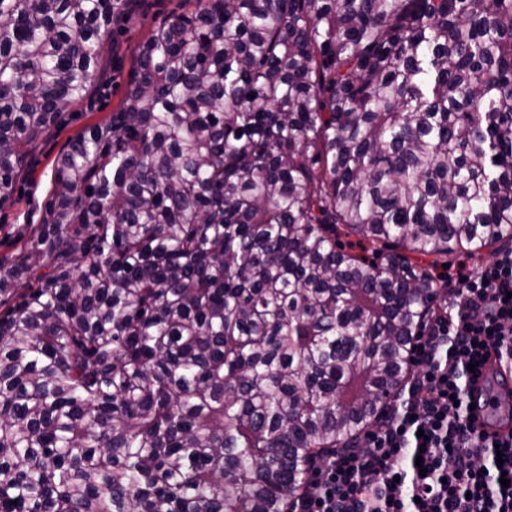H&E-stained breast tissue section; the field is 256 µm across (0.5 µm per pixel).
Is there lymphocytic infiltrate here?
Listing matches in <instances>:
<instances>
[{
	"label": "lymphocytic infiltrate",
	"mask_w": 512,
	"mask_h": 512,
	"mask_svg": "<svg viewBox=\"0 0 512 512\" xmlns=\"http://www.w3.org/2000/svg\"><path fill=\"white\" fill-rule=\"evenodd\" d=\"M411 345L405 396L355 447L315 459L290 512H512V437L474 424L473 370L512 363V249L459 263Z\"/></svg>",
	"instance_id": "obj_1"
}]
</instances>
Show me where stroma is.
Returning <instances> with one entry per match:
<instances>
[{"label": "stroma", "mask_w": 512, "mask_h": 512, "mask_svg": "<svg viewBox=\"0 0 512 512\" xmlns=\"http://www.w3.org/2000/svg\"><path fill=\"white\" fill-rule=\"evenodd\" d=\"M184 9V0H138L131 14L113 22L87 98L63 109L58 127L31 147L12 200L0 206V256L20 252L36 236L53 190L56 157L82 129L109 120L117 111L139 45L166 19Z\"/></svg>", "instance_id": "stroma-1"}]
</instances>
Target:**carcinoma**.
<instances>
[{"mask_svg":"<svg viewBox=\"0 0 512 512\" xmlns=\"http://www.w3.org/2000/svg\"><path fill=\"white\" fill-rule=\"evenodd\" d=\"M186 2L0 257V512H281L512 243V0ZM127 8L0 0V206Z\"/></svg>","mask_w":512,"mask_h":512,"instance_id":"carcinoma-1","label":"carcinoma"}]
</instances>
